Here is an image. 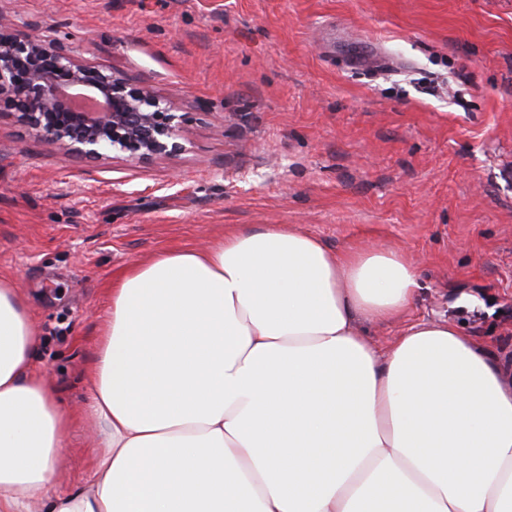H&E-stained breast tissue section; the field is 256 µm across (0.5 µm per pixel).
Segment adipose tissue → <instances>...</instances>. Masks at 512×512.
<instances>
[{
	"instance_id": "1",
	"label": "adipose tissue",
	"mask_w": 512,
	"mask_h": 512,
	"mask_svg": "<svg viewBox=\"0 0 512 512\" xmlns=\"http://www.w3.org/2000/svg\"><path fill=\"white\" fill-rule=\"evenodd\" d=\"M394 249L288 224L163 250L114 277L91 392L99 452L59 488L68 416L0 277V512H512V385L452 322L379 353L414 304Z\"/></svg>"
}]
</instances>
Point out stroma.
I'll use <instances>...</instances> for the list:
<instances>
[{"label": "stroma", "mask_w": 512, "mask_h": 512, "mask_svg": "<svg viewBox=\"0 0 512 512\" xmlns=\"http://www.w3.org/2000/svg\"><path fill=\"white\" fill-rule=\"evenodd\" d=\"M0 17L151 85L188 120L177 156L80 159L0 117V276L30 300L35 368L78 409L115 273L233 227L404 252L412 322L456 323L512 382V0H0Z\"/></svg>", "instance_id": "35a3bbf8"}]
</instances>
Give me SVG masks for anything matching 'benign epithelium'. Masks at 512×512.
I'll return each mask as SVG.
<instances>
[{
  "label": "benign epithelium",
  "mask_w": 512,
  "mask_h": 512,
  "mask_svg": "<svg viewBox=\"0 0 512 512\" xmlns=\"http://www.w3.org/2000/svg\"><path fill=\"white\" fill-rule=\"evenodd\" d=\"M82 159L171 157L185 114L149 85L0 20V115Z\"/></svg>",
  "instance_id": "benign-epithelium-1"
}]
</instances>
